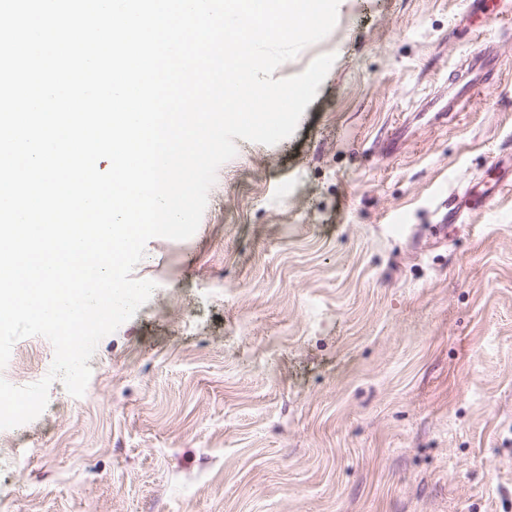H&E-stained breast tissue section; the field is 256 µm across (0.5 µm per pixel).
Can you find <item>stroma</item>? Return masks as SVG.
<instances>
[{"instance_id":"35a3bbf8","label":"stroma","mask_w":512,"mask_h":512,"mask_svg":"<svg viewBox=\"0 0 512 512\" xmlns=\"http://www.w3.org/2000/svg\"><path fill=\"white\" fill-rule=\"evenodd\" d=\"M478 40L496 84L419 114ZM326 53L295 133L237 140L196 233L147 242L132 276L156 288L84 396L54 381L0 430V512H512V191L436 213L512 180V14L342 0L274 76ZM53 360L22 338L0 377Z\"/></svg>"}]
</instances>
